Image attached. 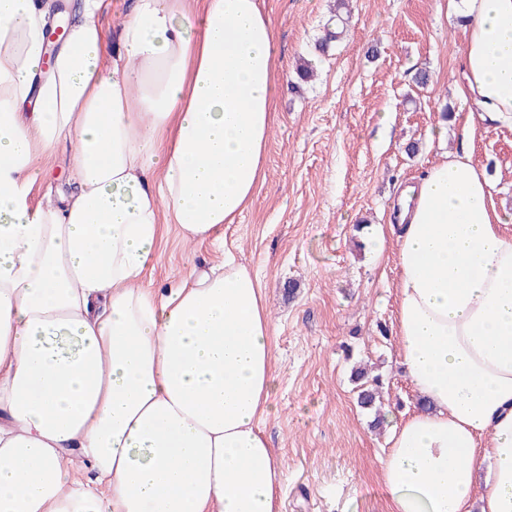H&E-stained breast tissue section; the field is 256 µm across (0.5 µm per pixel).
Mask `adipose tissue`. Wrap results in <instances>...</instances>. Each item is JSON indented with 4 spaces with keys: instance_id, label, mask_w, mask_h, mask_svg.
<instances>
[{
    "instance_id": "1",
    "label": "adipose tissue",
    "mask_w": 512,
    "mask_h": 512,
    "mask_svg": "<svg viewBox=\"0 0 512 512\" xmlns=\"http://www.w3.org/2000/svg\"><path fill=\"white\" fill-rule=\"evenodd\" d=\"M462 92L512 123V0H461ZM0 0V512H275L276 390L259 278L232 254L144 287L162 227L212 239L252 204L276 112L260 0ZM71 154L70 189L38 160ZM370 243L396 253V336L430 405L392 430L389 512H512V235L447 157Z\"/></svg>"
}]
</instances>
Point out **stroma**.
Returning a JSON list of instances; mask_svg holds the SVG:
<instances>
[{
    "label": "stroma",
    "mask_w": 512,
    "mask_h": 512,
    "mask_svg": "<svg viewBox=\"0 0 512 512\" xmlns=\"http://www.w3.org/2000/svg\"><path fill=\"white\" fill-rule=\"evenodd\" d=\"M331 4L261 0L282 75L265 180L238 222L193 252L168 225L144 281L177 287L189 267L220 266L232 250L257 274L275 325L276 412L263 429L283 472L278 512H388L380 459L418 396L395 336L394 252L377 260L363 243L391 222L402 186L463 150L512 215V124L462 95L464 29L450 0H351L344 39L320 56ZM311 57L318 76L300 82L296 68ZM422 70L431 75L423 88ZM438 128L445 137H434ZM358 366L383 379L379 411L357 403ZM378 414L385 423L375 429Z\"/></svg>",
    "instance_id": "1"
}]
</instances>
